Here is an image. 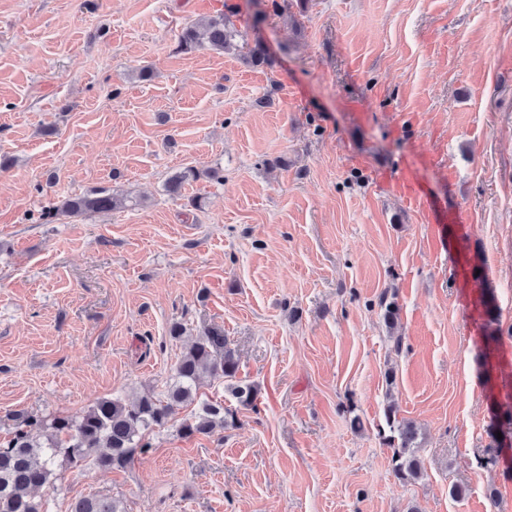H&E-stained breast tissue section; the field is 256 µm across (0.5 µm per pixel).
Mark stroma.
Returning a JSON list of instances; mask_svg holds the SVG:
<instances>
[{
    "label": "stroma",
    "instance_id": "1",
    "mask_svg": "<svg viewBox=\"0 0 512 512\" xmlns=\"http://www.w3.org/2000/svg\"><path fill=\"white\" fill-rule=\"evenodd\" d=\"M220 14L244 48L177 51ZM189 165L224 180L171 192ZM99 190L122 206L41 221ZM175 321L223 329L258 407L205 380L233 424L184 437L180 408L128 468H69L53 512H512L484 463L512 448V0H0V440L161 393ZM385 420L391 433L385 439L392 453L393 471L403 482L419 480L422 476V465L417 455L416 428L409 422L399 420L391 406L385 409ZM69 512H126L120 500L108 495L83 497L73 501Z\"/></svg>",
    "mask_w": 512,
    "mask_h": 512
}]
</instances>
